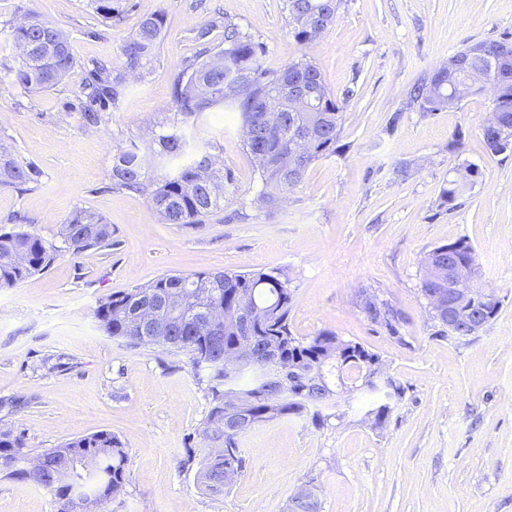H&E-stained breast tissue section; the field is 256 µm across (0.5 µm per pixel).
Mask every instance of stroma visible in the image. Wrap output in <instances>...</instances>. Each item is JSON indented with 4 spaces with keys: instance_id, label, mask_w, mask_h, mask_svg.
<instances>
[{
    "instance_id": "1",
    "label": "stroma",
    "mask_w": 512,
    "mask_h": 512,
    "mask_svg": "<svg viewBox=\"0 0 512 512\" xmlns=\"http://www.w3.org/2000/svg\"><path fill=\"white\" fill-rule=\"evenodd\" d=\"M112 23L92 0H0V145L35 165L29 189L0 188V228L56 239L74 210L112 226L110 246L63 253L45 272L0 288V431L19 436L27 459L106 431L128 457L123 493L105 512H287L303 486L319 512H512V154L488 151L486 91L429 112L411 87L471 44L512 36V0H340L313 43L296 41L285 0H121ZM70 38L76 66L57 86L27 91L13 24L27 14ZM163 14L150 74L132 75L119 107L83 126L80 89L94 63L120 66L141 21ZM239 23L271 62L306 58L340 104L335 153L315 161L278 207L261 184L239 117L217 107L188 120L210 142L232 182L220 211L199 224H165L148 196L112 186V157L150 141L172 118L173 74L193 61L215 16ZM474 168L452 203L441 191ZM468 241L478 284L500 301L478 334L453 336L421 292L435 247ZM279 269L290 280L288 321L309 338L331 331L377 354L401 388L382 428L366 395L341 402L340 418L256 425L241 440L243 468L221 498L186 448L203 451L210 409L206 373L184 352L134 347L108 336L99 300L169 273ZM400 319H372L367 302ZM0 512H57L52 495L0 473Z\"/></svg>"
}]
</instances>
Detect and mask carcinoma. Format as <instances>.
Listing matches in <instances>:
<instances>
[{"instance_id": "carcinoma-1", "label": "carcinoma", "mask_w": 512, "mask_h": 512, "mask_svg": "<svg viewBox=\"0 0 512 512\" xmlns=\"http://www.w3.org/2000/svg\"><path fill=\"white\" fill-rule=\"evenodd\" d=\"M96 12L106 21L120 15V0H93ZM338 0H286L288 24L301 44L314 42L334 20ZM314 16L320 25L306 26L301 16ZM224 46L215 50L204 47L197 58L173 77V100L177 114L196 117L222 106L238 114L242 126L260 128L258 134L244 140L253 157L261 181L260 198L269 208L278 205L302 181L309 166L336 151L342 112L325 86L321 73L310 62L300 59L279 67L268 61L266 48L232 19L226 17ZM164 28V17L157 13L144 19L138 30L122 48L123 63L119 67L99 64L90 70L81 88L80 112L87 126L100 122V112L117 106L127 88V75L148 69L156 56ZM12 40L24 54L22 64L14 71L15 81L27 90L43 91L59 84L75 67L68 37L59 29L33 15L14 28ZM483 54L474 61L475 68L488 82L498 84L494 106L497 124L483 127V138L493 154L512 153V38L483 43ZM301 75L318 86V98L312 100L308 112H283L281 123L262 128L263 105L275 104L282 94V81ZM413 98L423 101L429 112L457 105L448 82L431 76L413 90ZM313 126L314 137L306 155L298 160L296 177L288 178L284 158L293 148L304 128ZM164 159L174 171L155 179L150 171L156 159ZM476 174L466 169V177L453 180L442 190L446 202L454 201L467 177ZM39 170L32 164L17 161L0 151V186L24 187L38 181ZM230 175L216 167L215 157L207 145H197L172 125L152 138L144 148L136 145L117 151L112 161V183L115 187L149 195L153 211L166 224H199L220 209L224 201V181ZM61 245L25 230H0V288H12L32 275L47 270L61 255L62 249L77 255L86 250L110 245L112 229L105 220L90 211L76 210L60 225ZM438 266L448 262L463 266L477 264L473 247L464 239L440 245L430 251ZM247 293L253 303L265 312L253 330L257 342L274 339L286 359L304 370L336 371V343L333 332L323 331L309 339H300L288 322L292 292L289 281L277 270L255 272L219 271L210 273L164 274L127 292L114 293L98 302L94 315L109 336L133 346H154L148 339L150 325L132 327L130 317L138 309H149L155 315H166L176 308L179 316L170 324L171 341L163 348L191 355L192 364L205 370L210 396V410L205 432L211 436V447L203 459L196 460L195 449H186L181 468L197 467V478L205 492L222 497L233 480L230 473L241 471L242 433L224 432V391L230 387L243 395L256 423L277 417H302L312 414L318 427L325 418L321 408L328 399L315 393L267 398L273 382L260 367L231 368L227 353L242 335L235 311L237 297ZM212 308L223 313V322L209 327L207 315ZM500 302L490 294L464 316L490 321L498 313ZM353 351L341 371L367 373V361L377 355L357 343H347ZM21 438L0 432V473L28 480L61 498L68 490L63 472L84 488L87 498L110 499L119 496L125 487L127 455L114 435L100 431L90 436L65 442L46 450L41 458L45 469L28 471L19 466L23 461Z\"/></svg>"}]
</instances>
